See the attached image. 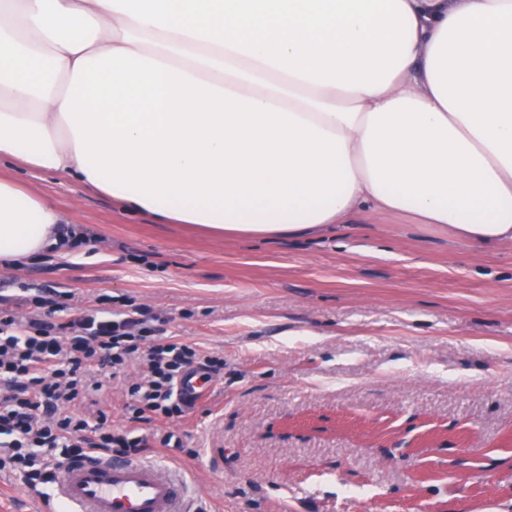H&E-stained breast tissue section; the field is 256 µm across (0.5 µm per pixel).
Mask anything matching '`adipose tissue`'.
I'll return each mask as SVG.
<instances>
[{
    "mask_svg": "<svg viewBox=\"0 0 512 512\" xmlns=\"http://www.w3.org/2000/svg\"><path fill=\"white\" fill-rule=\"evenodd\" d=\"M1 160L217 235L510 241L512 0H0ZM66 221L0 178V262Z\"/></svg>",
    "mask_w": 512,
    "mask_h": 512,
    "instance_id": "adipose-tissue-1",
    "label": "adipose tissue"
}]
</instances>
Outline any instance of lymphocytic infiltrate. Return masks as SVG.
Returning a JSON list of instances; mask_svg holds the SVG:
<instances>
[{"label": "lymphocytic infiltrate", "instance_id": "f902f5d3", "mask_svg": "<svg viewBox=\"0 0 512 512\" xmlns=\"http://www.w3.org/2000/svg\"><path fill=\"white\" fill-rule=\"evenodd\" d=\"M100 295L95 308L56 322V300L40 295L26 321L0 318V470L18 472L35 492L52 488L62 463L95 451L136 456L150 444L168 449L189 404L178 381L191 370L220 376L224 358L197 344L163 335L140 305L115 311ZM138 368L126 388L127 426L107 424L105 412L89 418L73 412L76 401L101 390L106 376Z\"/></svg>", "mask_w": 512, "mask_h": 512}]
</instances>
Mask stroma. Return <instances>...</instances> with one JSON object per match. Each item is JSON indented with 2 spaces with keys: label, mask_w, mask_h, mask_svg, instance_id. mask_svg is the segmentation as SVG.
<instances>
[{
  "label": "stroma",
  "mask_w": 512,
  "mask_h": 512,
  "mask_svg": "<svg viewBox=\"0 0 512 512\" xmlns=\"http://www.w3.org/2000/svg\"><path fill=\"white\" fill-rule=\"evenodd\" d=\"M0 174L79 236L68 256L0 266V311L107 293L223 354L208 399L168 427L184 452L159 455L212 512H512V241L382 214L223 237L17 161ZM54 507L0 472V512Z\"/></svg>",
  "instance_id": "1"
}]
</instances>
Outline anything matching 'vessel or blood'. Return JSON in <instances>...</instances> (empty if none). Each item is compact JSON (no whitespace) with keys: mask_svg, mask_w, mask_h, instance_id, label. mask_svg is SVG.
Masks as SVG:
<instances>
[{"mask_svg":"<svg viewBox=\"0 0 512 512\" xmlns=\"http://www.w3.org/2000/svg\"><path fill=\"white\" fill-rule=\"evenodd\" d=\"M177 391L193 404L205 397L195 372L182 377ZM54 499L59 512H199L192 483L177 470L93 453L64 462Z\"/></svg>","mask_w":512,"mask_h":512,"instance_id":"b4317fda","label":"vessel or blood"}]
</instances>
